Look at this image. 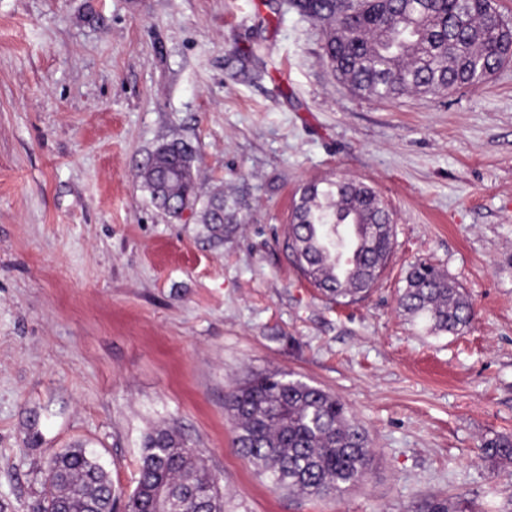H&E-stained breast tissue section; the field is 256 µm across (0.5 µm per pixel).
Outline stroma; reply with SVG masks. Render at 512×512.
<instances>
[{"instance_id": "1", "label": "stroma", "mask_w": 512, "mask_h": 512, "mask_svg": "<svg viewBox=\"0 0 512 512\" xmlns=\"http://www.w3.org/2000/svg\"><path fill=\"white\" fill-rule=\"evenodd\" d=\"M293 0H0V512H33L47 464L83 447L119 499L167 429L220 478L224 512H512V62L487 83L391 101L324 62ZM198 149L199 193L233 214L215 244L140 169ZM343 178L391 212L364 298L295 267L304 187ZM473 304L458 333L398 307L410 265ZM284 370L342 400L376 459L343 497L273 490L232 446L227 392ZM483 458L493 465L512 463V435H496L481 444Z\"/></svg>"}]
</instances>
